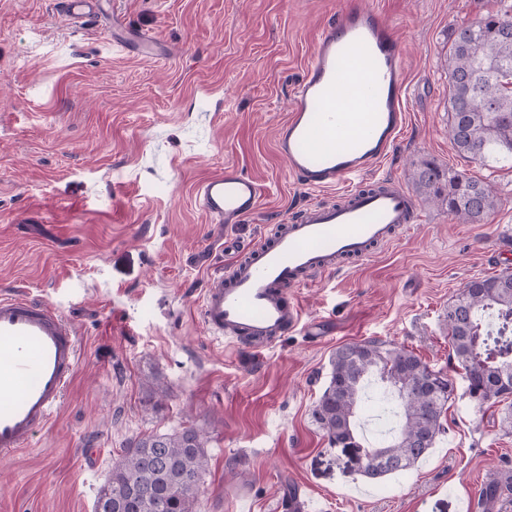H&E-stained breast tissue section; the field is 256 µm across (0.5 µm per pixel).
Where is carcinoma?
Masks as SVG:
<instances>
[{"mask_svg": "<svg viewBox=\"0 0 512 512\" xmlns=\"http://www.w3.org/2000/svg\"><path fill=\"white\" fill-rule=\"evenodd\" d=\"M448 139L466 158L512 162V12L486 14L474 26L450 37ZM415 193L425 202L448 208L464 224H476L497 207L489 182L462 174L445 175L433 163L414 174ZM448 342L452 358L464 371L470 397L492 405L512 397V282L500 276L468 281L448 303ZM327 385L313 418L329 439L362 447L354 422L366 388L379 386L399 402L392 437L365 448L363 475L378 481L405 471L425 457L444 430L442 418L454 394L453 382L430 383L434 371L413 352L370 339L345 344L329 360ZM208 455L193 428L152 433L136 439L100 487L95 512H194V500Z\"/></svg>", "mask_w": 512, "mask_h": 512, "instance_id": "carcinoma-1", "label": "carcinoma"}]
</instances>
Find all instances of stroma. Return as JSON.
Listing matches in <instances>:
<instances>
[{
    "label": "stroma",
    "instance_id": "obj_1",
    "mask_svg": "<svg viewBox=\"0 0 512 512\" xmlns=\"http://www.w3.org/2000/svg\"><path fill=\"white\" fill-rule=\"evenodd\" d=\"M375 10L401 41L408 122L369 181L411 188L424 161L494 185L479 224L436 206L363 261L294 294L302 321L255 353L210 336L207 280L231 243H253L301 206L342 200L290 178L273 147L292 91L342 11ZM512 0H111L75 24L58 0H0V293L51 303L82 358L54 421L0 459V512H94L136 438L195 428L209 467L195 512H276L299 494L321 512H467L487 469L503 477L489 512H512V430L478 406L449 357L448 303L471 279L512 271V164L482 165L448 140L452 31ZM150 32L145 57L113 49L110 17ZM234 168L267 185L256 215L212 224L193 200ZM380 338L453 379L428 456L374 482L361 452L331 443L312 411L337 347ZM167 389L148 405L146 382Z\"/></svg>",
    "mask_w": 512,
    "mask_h": 512
}]
</instances>
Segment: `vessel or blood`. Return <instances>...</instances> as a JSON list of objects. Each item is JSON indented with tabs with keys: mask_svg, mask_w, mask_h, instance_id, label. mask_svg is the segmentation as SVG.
I'll return each mask as SVG.
<instances>
[{
	"mask_svg": "<svg viewBox=\"0 0 512 512\" xmlns=\"http://www.w3.org/2000/svg\"><path fill=\"white\" fill-rule=\"evenodd\" d=\"M80 23L101 0H60ZM402 47L373 11L343 12L315 42L291 110L274 135L275 151L309 190L349 181L343 203L306 204L269 237L237 249L203 290L200 314L210 336L261 352L297 328L288 291L369 256L414 221L410 193L389 179L361 189L407 124ZM202 213L237 224L255 215L265 195L255 177L234 170L194 186ZM81 360L77 334L55 307L0 294V457L19 454L52 423Z\"/></svg>",
	"mask_w": 512,
	"mask_h": 512,
	"instance_id": "vessel-or-blood-1",
	"label": "vessel or blood"
}]
</instances>
